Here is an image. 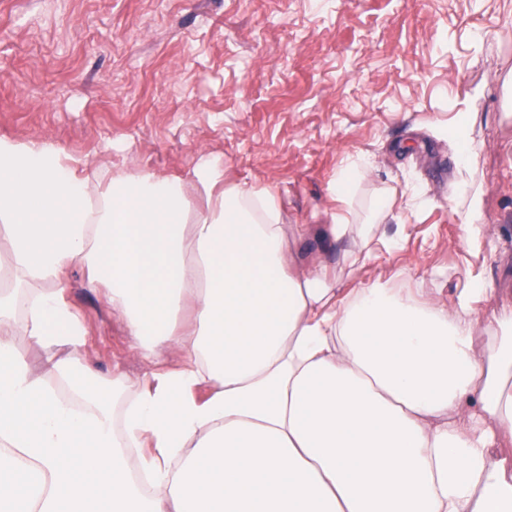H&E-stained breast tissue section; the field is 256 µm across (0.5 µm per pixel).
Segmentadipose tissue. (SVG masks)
<instances>
[{"label":"adipose tissue","mask_w":512,"mask_h":512,"mask_svg":"<svg viewBox=\"0 0 512 512\" xmlns=\"http://www.w3.org/2000/svg\"><path fill=\"white\" fill-rule=\"evenodd\" d=\"M395 204L323 224L340 277L298 267L306 225L214 154L93 180L0 137V512H512V302L479 324V273L449 302L341 288L394 246ZM78 260L151 366L139 389L89 381Z\"/></svg>","instance_id":"adipose-tissue-1"}]
</instances>
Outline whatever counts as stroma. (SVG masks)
<instances>
[{
	"instance_id": "obj_1",
	"label": "stroma",
	"mask_w": 512,
	"mask_h": 512,
	"mask_svg": "<svg viewBox=\"0 0 512 512\" xmlns=\"http://www.w3.org/2000/svg\"><path fill=\"white\" fill-rule=\"evenodd\" d=\"M479 100H472L473 90ZM512 0H0V137L60 145L84 174L147 168L187 175L198 152L230 183L274 187L300 264L336 266L318 225L345 212L331 192L349 158L372 170L357 191L420 190L397 249L363 281L451 300L469 271L512 301ZM470 163L452 144L464 112ZM480 185L485 250L466 246L460 195ZM74 263L66 300L100 382L138 388L103 289Z\"/></svg>"
}]
</instances>
